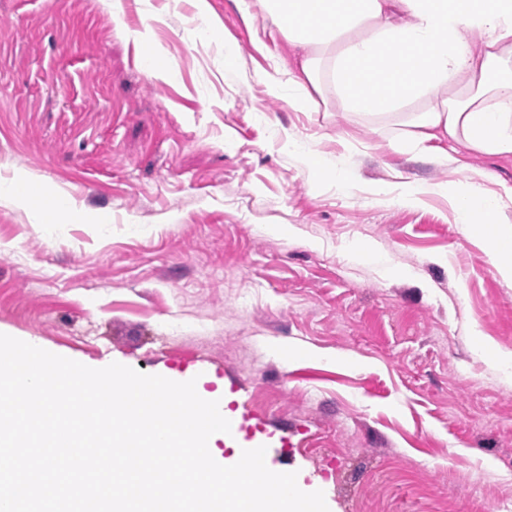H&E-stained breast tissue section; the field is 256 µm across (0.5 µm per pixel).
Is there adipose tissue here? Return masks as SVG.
Here are the masks:
<instances>
[{"label": "adipose tissue", "mask_w": 512, "mask_h": 512, "mask_svg": "<svg viewBox=\"0 0 512 512\" xmlns=\"http://www.w3.org/2000/svg\"><path fill=\"white\" fill-rule=\"evenodd\" d=\"M277 33L303 55L297 74L265 73L270 94L299 110L333 92L343 112L403 116L399 146L436 161L445 144L493 157L512 156V0H258ZM384 74L368 89L359 65ZM462 223L481 216L480 232L500 275L512 280V232L498 218L512 187L441 183Z\"/></svg>", "instance_id": "adipose-tissue-1"}]
</instances>
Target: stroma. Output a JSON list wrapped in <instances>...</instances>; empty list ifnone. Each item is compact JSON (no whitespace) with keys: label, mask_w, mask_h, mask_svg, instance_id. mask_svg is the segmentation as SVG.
Instances as JSON below:
<instances>
[{"label":"stroma","mask_w":512,"mask_h":512,"mask_svg":"<svg viewBox=\"0 0 512 512\" xmlns=\"http://www.w3.org/2000/svg\"><path fill=\"white\" fill-rule=\"evenodd\" d=\"M121 5L0 0V333L223 388L329 512H512V367L488 355L512 352V283L447 197L371 192L498 193L512 157L438 163L397 116L270 96L299 51L256 0Z\"/></svg>","instance_id":"stroma-1"}]
</instances>
